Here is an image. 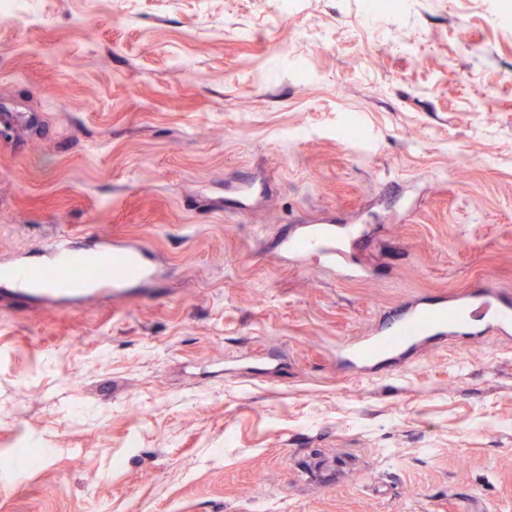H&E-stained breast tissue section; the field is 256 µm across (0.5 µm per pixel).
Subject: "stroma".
<instances>
[{
	"label": "stroma",
	"mask_w": 512,
	"mask_h": 512,
	"mask_svg": "<svg viewBox=\"0 0 512 512\" xmlns=\"http://www.w3.org/2000/svg\"><path fill=\"white\" fill-rule=\"evenodd\" d=\"M512 0H39L0 19V263L148 248L121 296L0 293V512H512V340L357 372L406 304L512 292ZM359 224L362 279L282 258Z\"/></svg>",
	"instance_id": "obj_1"
}]
</instances>
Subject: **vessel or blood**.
<instances>
[{
	"instance_id": "obj_1",
	"label": "vessel or blood",
	"mask_w": 512,
	"mask_h": 512,
	"mask_svg": "<svg viewBox=\"0 0 512 512\" xmlns=\"http://www.w3.org/2000/svg\"><path fill=\"white\" fill-rule=\"evenodd\" d=\"M282 250L315 260L344 278L360 275L358 269L346 263L344 251L336 242V227L332 224L301 225L295 235L284 239ZM77 266L90 270L103 266L112 269L110 278H86L77 290L81 296H92L108 287L119 288L133 275L146 280L159 275L145 247L117 248L101 240L92 249L78 251L60 239L45 253L43 261L32 263L16 259L0 268V278L6 280L10 293L16 296H63L67 290L62 287L59 276ZM477 330L511 335L512 297L491 288H473L439 306L412 304L403 308L385 328L341 347L339 354L344 361L364 368L375 360L388 361L406 350L437 345L451 337L470 336Z\"/></svg>"
}]
</instances>
